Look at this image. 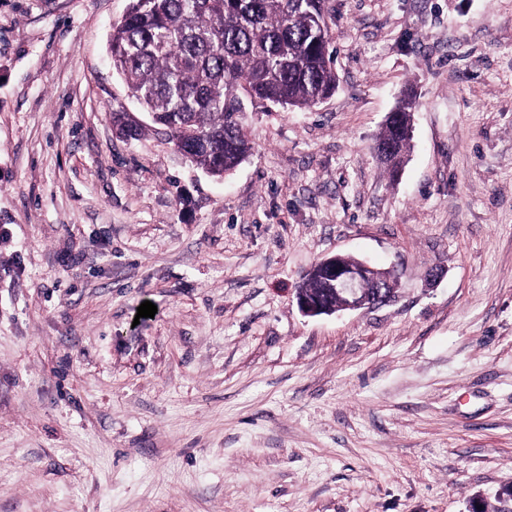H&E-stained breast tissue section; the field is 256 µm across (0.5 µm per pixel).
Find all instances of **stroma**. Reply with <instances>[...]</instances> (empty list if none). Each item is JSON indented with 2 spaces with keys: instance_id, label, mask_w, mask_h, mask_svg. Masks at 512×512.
Wrapping results in <instances>:
<instances>
[{
  "instance_id": "1",
  "label": "stroma",
  "mask_w": 512,
  "mask_h": 512,
  "mask_svg": "<svg viewBox=\"0 0 512 512\" xmlns=\"http://www.w3.org/2000/svg\"><path fill=\"white\" fill-rule=\"evenodd\" d=\"M128 4L0 0V512L492 500L512 481V0H332L335 93L247 104L253 154L220 180L113 69ZM409 90L393 178L374 144ZM338 254L392 270V301L304 315Z\"/></svg>"
}]
</instances>
